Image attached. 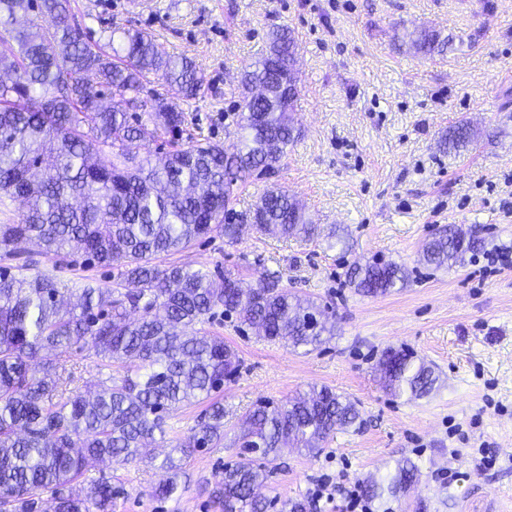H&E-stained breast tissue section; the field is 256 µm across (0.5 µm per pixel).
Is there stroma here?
<instances>
[{
	"instance_id": "1",
	"label": "stroma",
	"mask_w": 512,
	"mask_h": 512,
	"mask_svg": "<svg viewBox=\"0 0 512 512\" xmlns=\"http://www.w3.org/2000/svg\"><path fill=\"white\" fill-rule=\"evenodd\" d=\"M73 18L94 38L118 23L145 31L169 54L193 58L208 90L187 113L203 136L231 144L227 117L239 102L243 68L276 27L300 44V136L274 180L248 181L236 210L254 207L270 183L288 187L315 224L313 238H271L244 229L236 242L214 233L172 255L184 268L232 272L253 286L262 272L332 303L336 333L314 350L270 343L231 320L215 323L243 366L218 398L235 437L260 400L282 402L313 386L355 401L359 429L337 432L315 459L288 452L261 492L279 512L309 497L317 480L388 483L398 461L420 475L404 494L372 499L373 512H512V0H70ZM430 27L452 35L446 54L399 49L404 32ZM477 140L450 148V127ZM456 224L474 227L482 249L450 270L420 262L423 244ZM341 244L329 247V234ZM14 250L72 289L111 279L110 269ZM378 258L407 269L405 287L354 292L345 273ZM407 348L436 377L420 399L394 397L376 365ZM205 406H184L148 460L102 469L112 512H220L212 492L232 448L195 451L176 498L153 494L154 460L185 438Z\"/></svg>"
}]
</instances>
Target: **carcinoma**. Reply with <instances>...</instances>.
<instances>
[{
	"instance_id": "obj_1",
	"label": "carcinoma",
	"mask_w": 512,
	"mask_h": 512,
	"mask_svg": "<svg viewBox=\"0 0 512 512\" xmlns=\"http://www.w3.org/2000/svg\"><path fill=\"white\" fill-rule=\"evenodd\" d=\"M30 9L53 25L35 30L18 20ZM4 17L13 28L0 39V71L12 79L0 81V193L23 198L26 209L18 223L0 224V249L34 239L51 257L69 246L117 273L112 285L88 283L67 304L72 289L55 278L0 267V512H43L46 493L53 512H112L111 481L82 480L88 461L141 460L180 408L207 400L190 434L158 466L154 497L168 500L186 459L224 440V405L212 395L242 366L236 350L205 325L235 316L262 327L267 341L294 348H315L334 335L331 307L282 287L273 273L260 275L243 299L229 272L213 277L154 263L215 231L232 243L245 223L262 236L315 235L282 187L266 190L248 212L233 206L234 190L279 171L299 137V92L288 85L287 69L299 61V42L288 27L270 33L266 52L243 72L233 120L238 137L225 146L188 129L186 108L206 90L192 58L173 56L131 28L111 30L103 45L74 23L69 0H0ZM409 41L427 57L444 53L453 38L422 28ZM151 75L167 93L149 87ZM474 137L459 124L448 143L458 148ZM152 144L169 146L162 165L129 156ZM480 245L450 226L426 243L422 260L450 268ZM407 278L404 267L381 260L346 272L348 285L364 295L387 293ZM74 349L124 373L98 380L89 396L77 392L67 368ZM378 371L395 396L420 397L436 381L403 348L384 352ZM358 418L356 403L327 386L285 404L256 403L214 500L223 512H267L270 502L255 487L285 449L315 458ZM415 471L404 460L387 487L368 481L367 490L395 494L415 481Z\"/></svg>"
}]
</instances>
